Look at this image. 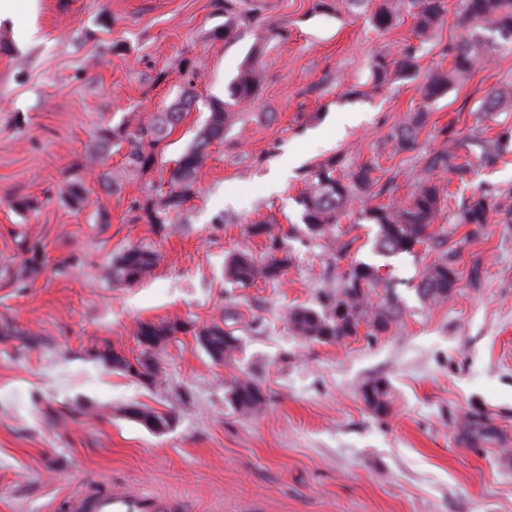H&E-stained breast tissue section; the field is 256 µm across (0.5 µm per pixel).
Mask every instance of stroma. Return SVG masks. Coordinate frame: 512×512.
Instances as JSON below:
<instances>
[{
    "instance_id": "stroma-1",
    "label": "stroma",
    "mask_w": 512,
    "mask_h": 512,
    "mask_svg": "<svg viewBox=\"0 0 512 512\" xmlns=\"http://www.w3.org/2000/svg\"><path fill=\"white\" fill-rule=\"evenodd\" d=\"M315 0H254L256 15L224 38L222 0H35L0 21V512H67V495L89 484L120 483L185 500L190 512H512V222L493 216L481 238L444 211L458 253L459 287L442 304L415 290L432 255L380 256L375 225L354 203L336 226L351 250L335 257L304 232L300 194L331 155L347 165L372 159L392 179L384 202H401L441 145L436 131L494 134L512 113L477 125L488 91L512 82V52L502 51L429 108L413 150L396 151L394 125L424 106L420 86L457 40V0L413 79L370 94L373 56L413 39L404 18L380 33L364 9L321 12ZM282 28L287 40L270 37ZM195 60L196 106L167 137L163 167L192 143L208 104L228 97L246 62L263 81L239 110L223 142L209 148L197 191L174 224H148L131 211L143 180L127 177L104 192L99 171L121 170V154L96 151L99 128L149 123L180 96L184 59ZM358 113L355 124L342 122ZM94 163L82 168L86 155ZM82 180L88 204L61 195ZM36 203L30 213L13 199ZM109 212L110 224L98 221ZM252 224L273 225L292 262L281 280L236 288L224 261L241 249L265 256ZM41 239L47 261L26 288L10 286L23 238ZM132 247L158 252L152 273L113 285L101 267ZM82 261L73 265L71 254ZM363 261L396 282L403 316L381 336L335 343L293 335L289 308L315 305L336 285L338 264ZM483 274L471 282L470 269ZM227 323L242 342L218 363L193 333L160 354L164 383L148 388L101 362L114 348H141L140 321ZM249 375L269 397L245 416L224 400L229 380ZM389 380L388 414L372 413L359 388ZM143 404L170 418L164 432L126 418ZM480 415L489 431L470 439L462 420Z\"/></svg>"
}]
</instances>
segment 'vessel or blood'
<instances>
[{
    "mask_svg": "<svg viewBox=\"0 0 512 512\" xmlns=\"http://www.w3.org/2000/svg\"><path fill=\"white\" fill-rule=\"evenodd\" d=\"M173 497L137 486L109 488L96 494L78 493L67 501L68 512H177Z\"/></svg>",
    "mask_w": 512,
    "mask_h": 512,
    "instance_id": "1",
    "label": "vessel or blood"
}]
</instances>
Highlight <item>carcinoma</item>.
<instances>
[{"label": "carcinoma", "mask_w": 512, "mask_h": 512, "mask_svg": "<svg viewBox=\"0 0 512 512\" xmlns=\"http://www.w3.org/2000/svg\"><path fill=\"white\" fill-rule=\"evenodd\" d=\"M244 2L246 0H224V36L232 35L239 20L245 16L242 10ZM447 13V0H379L369 15L370 24L380 32L389 31L399 23L402 15L407 14L413 18L416 42L404 45L393 56L379 55L372 60L373 90L380 89L392 77L406 79L414 76L420 48L435 39ZM458 18L464 35L442 47L441 54L449 59V67L437 68L427 76L422 85V98L426 103L431 104L445 96L458 82L493 57L500 44L488 40L483 25H490L503 43L512 45V0H459ZM185 69L189 75L188 87L172 107L158 113L149 125L132 130L127 120L112 127L99 128V149L114 147L124 151L121 173L103 172L99 175L105 190L117 192L126 175L143 177L155 171L158 158L166 147L164 140L195 104L193 81L197 78V71L190 61L185 63ZM261 84L262 77L255 66L247 64L239 71L229 87V100H217L210 105L207 124L170 170L167 193L132 203V209L140 212L138 219L148 224H170L178 218L185 202L196 192L197 176L205 165L209 147L224 140L226 128L236 119L234 108L255 100ZM480 112L485 119H492L499 112H512V86L492 88L482 102ZM427 119L428 111L425 109L406 114L391 133L396 148L401 151L413 149ZM438 136L442 137V146L426 157L424 175L417 179L409 199L401 204H382L366 211V217L377 226L373 238L375 253L381 256L412 254L421 244L433 253L431 261L422 268L417 292L421 298L434 304L451 299L459 282L456 254L448 250V231L435 228L442 212L449 208L451 194L434 180V173H448L462 181L476 169L497 165L512 155V126L504 125L494 136L484 137L480 133L462 136L448 124L438 130ZM379 171L372 159L348 169L344 158L338 155L320 162L299 199L310 239L325 242L339 256L346 253L352 243L336 238L339 216L356 201L378 198L391 191V181H381ZM87 194L81 180L69 182L64 190L67 203L78 209ZM510 212L511 190L482 185L458 206L456 223L469 225L468 236L476 239L483 236L493 214ZM248 233L266 239V257L257 260L246 250L231 254L224 261V281L247 286L259 279L268 282L280 280L289 258L286 254L279 255V235L269 224H252ZM22 250L25 258L13 274V282L18 288L28 287L38 276L44 258V247L37 238L25 240ZM158 261L156 253L132 247L104 268V277L114 283L131 285L150 274ZM338 280V287L325 290L318 296L316 306L298 305L288 310V324L295 335L309 341L331 343L357 335L363 325L367 327L368 335L380 336L391 331L400 321L402 311L390 290H385L383 301L377 304L370 302L372 291L383 281L379 267L366 262L350 264L340 270ZM188 327L189 324L178 320L140 322L135 335L147 336L149 341L148 348L142 350V357L136 360V364H131L125 355L115 350L101 351L98 358L142 385L153 387L160 381L161 366L157 355L166 344L167 337L185 333ZM202 331L211 337L214 349L223 354L224 360H230L240 352V339L234 331L213 323L200 327L194 335L198 336ZM359 394L374 413H388L391 387L386 379L366 380ZM224 399L235 411L245 415L262 412L269 402L260 384L249 377H235L229 381L225 386Z\"/></svg>", "instance_id": "cac0c4a2"}]
</instances>
